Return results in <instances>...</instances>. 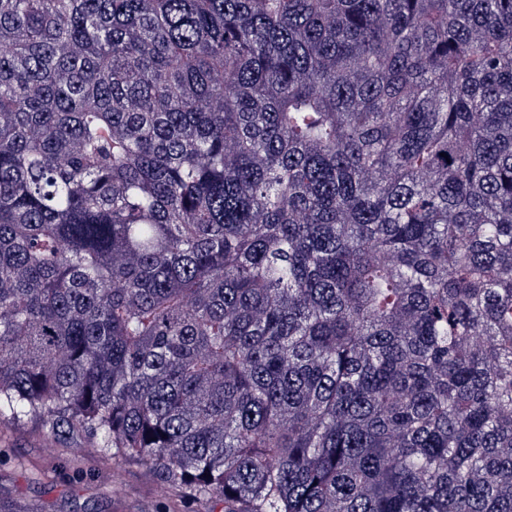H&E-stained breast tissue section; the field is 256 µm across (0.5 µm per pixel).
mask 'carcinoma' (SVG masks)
<instances>
[{
	"instance_id": "1",
	"label": "carcinoma",
	"mask_w": 512,
	"mask_h": 512,
	"mask_svg": "<svg viewBox=\"0 0 512 512\" xmlns=\"http://www.w3.org/2000/svg\"><path fill=\"white\" fill-rule=\"evenodd\" d=\"M224 512H512V0H0V425Z\"/></svg>"
}]
</instances>
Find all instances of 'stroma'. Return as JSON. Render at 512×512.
<instances>
[{
	"label": "stroma",
	"instance_id": "35a3bbf8",
	"mask_svg": "<svg viewBox=\"0 0 512 512\" xmlns=\"http://www.w3.org/2000/svg\"><path fill=\"white\" fill-rule=\"evenodd\" d=\"M0 501L36 504L40 512H224L184 493L164 497L152 473L133 461L85 447L74 455L38 423L0 426Z\"/></svg>",
	"mask_w": 512,
	"mask_h": 512
}]
</instances>
